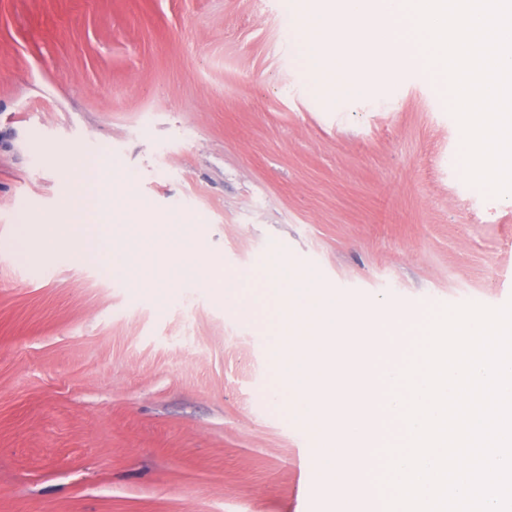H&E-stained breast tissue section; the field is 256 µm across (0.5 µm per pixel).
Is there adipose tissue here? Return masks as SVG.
I'll use <instances>...</instances> for the list:
<instances>
[{"instance_id":"adipose-tissue-1","label":"adipose tissue","mask_w":512,"mask_h":512,"mask_svg":"<svg viewBox=\"0 0 512 512\" xmlns=\"http://www.w3.org/2000/svg\"><path fill=\"white\" fill-rule=\"evenodd\" d=\"M84 182L62 208L73 215V225L80 230L87 252L99 264V272L108 277L112 268V187L115 175L111 160L97 158L84 165Z\"/></svg>"}]
</instances>
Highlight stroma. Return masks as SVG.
<instances>
[{
    "mask_svg": "<svg viewBox=\"0 0 512 512\" xmlns=\"http://www.w3.org/2000/svg\"><path fill=\"white\" fill-rule=\"evenodd\" d=\"M290 0H0V512H333L270 402V252L371 307L512 300V195L462 173L444 78L310 89ZM108 157L148 215L101 277L59 199ZM201 268L139 269L141 232Z\"/></svg>",
    "mask_w": 512,
    "mask_h": 512,
    "instance_id": "stroma-1",
    "label": "stroma"
}]
</instances>
